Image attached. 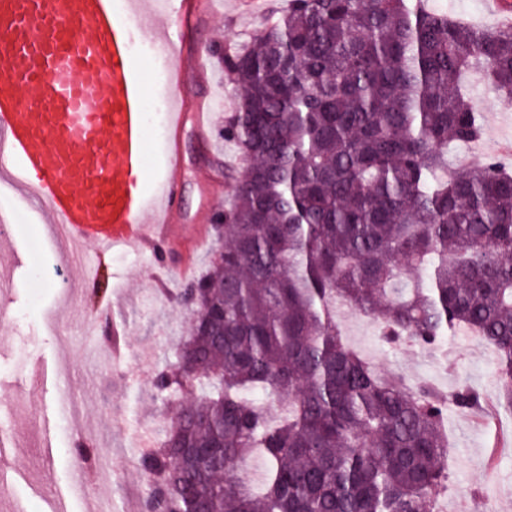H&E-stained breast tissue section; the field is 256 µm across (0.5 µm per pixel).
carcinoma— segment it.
<instances>
[{
	"label": "carcinoma",
	"mask_w": 512,
	"mask_h": 512,
	"mask_svg": "<svg viewBox=\"0 0 512 512\" xmlns=\"http://www.w3.org/2000/svg\"><path fill=\"white\" fill-rule=\"evenodd\" d=\"M244 156L224 249L183 288L187 336L154 377L191 402L140 457L153 512H435L448 409L483 394L382 376L336 301L425 351L459 329L497 355L512 408V173L448 171L483 136L468 78L512 96V29L424 0H288L255 44L224 49ZM260 456L255 486L243 462Z\"/></svg>",
	"instance_id": "carcinoma-1"
}]
</instances>
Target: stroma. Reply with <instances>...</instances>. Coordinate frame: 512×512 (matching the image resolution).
Wrapping results in <instances>:
<instances>
[{
	"label": "stroma",
	"instance_id": "1",
	"mask_svg": "<svg viewBox=\"0 0 512 512\" xmlns=\"http://www.w3.org/2000/svg\"><path fill=\"white\" fill-rule=\"evenodd\" d=\"M287 8L288 0H214L213 7L189 16L179 28L180 58L199 52L211 58L208 79L189 78L185 92L207 99L216 134L207 143L193 124L183 130V222L177 248L163 255L172 268L169 279L151 277L156 257L146 245L103 257L86 245L66 257L38 202L19 188L0 196V209L14 211L18 219L0 242V278L8 288L0 301V449L10 459L11 496L23 502L26 512H46L48 500L57 497L64 498L67 512H95L100 495L110 499L112 512H139L141 449L125 424L139 422L157 438L165 416L177 410L176 404L155 400L153 380L189 321V309L174 297L186 284L178 268L189 257L195 276L206 273L211 246L190 250L198 225H205L207 238L215 236L219 210L206 182L234 188L241 168L239 151L225 136L240 91L221 65L224 47L248 44ZM470 91L484 128L483 155L511 166L512 155L503 154L501 146L512 143V99L476 76ZM116 319L124 326L121 356L100 358ZM363 343L377 348L375 365L382 371L411 373L447 392L464 381L491 402L485 417L448 412L447 506L450 512H512V411L494 404L493 348L466 330L427 352L408 345L394 348L383 343L373 325L364 331ZM68 361L73 364L71 399L64 408L52 375ZM87 432L95 436L93 452L111 451L120 470L109 478L87 470L84 492L75 493L71 472L79 459L74 448Z\"/></svg>",
	"mask_w": 512,
	"mask_h": 512
}]
</instances>
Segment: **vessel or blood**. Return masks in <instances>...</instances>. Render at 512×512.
<instances>
[{
    "instance_id": "1",
    "label": "vessel or blood",
    "mask_w": 512,
    "mask_h": 512,
    "mask_svg": "<svg viewBox=\"0 0 512 512\" xmlns=\"http://www.w3.org/2000/svg\"><path fill=\"white\" fill-rule=\"evenodd\" d=\"M186 0H0V171L50 213L63 243L105 254L135 243L168 247L181 220V135L208 137V105L188 96L206 58L173 61L171 29ZM168 57L164 163L147 166L141 67L134 38Z\"/></svg>"
}]
</instances>
